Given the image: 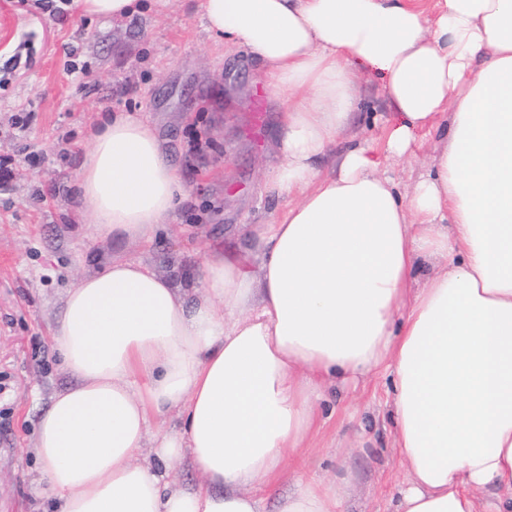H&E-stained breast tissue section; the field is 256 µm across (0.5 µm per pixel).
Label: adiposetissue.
<instances>
[{"instance_id":"adipose-tissue-1","label":"adipose tissue","mask_w":512,"mask_h":512,"mask_svg":"<svg viewBox=\"0 0 512 512\" xmlns=\"http://www.w3.org/2000/svg\"><path fill=\"white\" fill-rule=\"evenodd\" d=\"M444 2L431 20L414 0H204L208 32L286 103L266 184L287 203L190 288L121 259L69 289L52 346L74 383L34 448L54 512H261L253 486L297 458L323 392L381 373L407 477L396 512H512V0ZM352 61L400 117L389 155L420 130L442 142L410 194L366 143L336 147ZM179 192L148 123L94 133L78 181L92 237L152 240ZM433 256L445 265L413 288ZM172 411L181 427L152 431ZM186 458L205 484L169 480ZM342 505L306 481L280 512Z\"/></svg>"}]
</instances>
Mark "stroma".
I'll list each match as a JSON object with an SVG mask.
<instances>
[{
	"instance_id": "35a3bbf8",
	"label": "stroma",
	"mask_w": 512,
	"mask_h": 512,
	"mask_svg": "<svg viewBox=\"0 0 512 512\" xmlns=\"http://www.w3.org/2000/svg\"><path fill=\"white\" fill-rule=\"evenodd\" d=\"M203 0H143L130 17L80 13L75 0H0V68L17 60L0 86V156L13 180L0 187V512H47L32 485L42 466L33 453L35 421L49 396L73 379L51 334L69 288L112 260L131 258L176 284L196 277L207 255L245 244L243 227L266 224L283 199L264 189L279 159L277 105L266 103L261 141L246 132L260 81L244 50H225L203 23ZM354 136L382 147L399 118L374 70H357ZM145 119L177 168L187 202L149 243L91 238L78 200L79 161L112 115ZM430 138L387 162L400 192L428 171ZM381 375L323 396L302 470L285 465L278 493L298 478L343 485L345 512H395L406 479Z\"/></svg>"
}]
</instances>
